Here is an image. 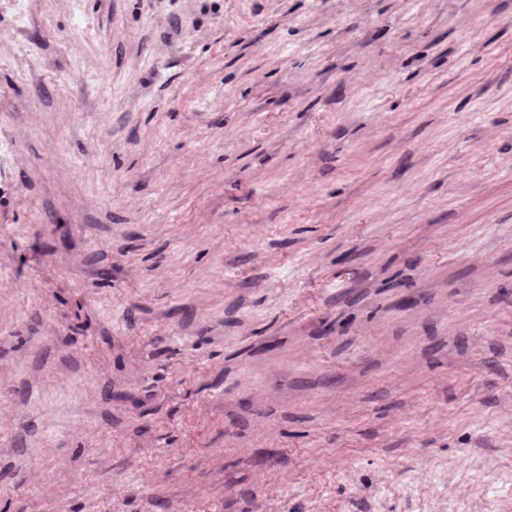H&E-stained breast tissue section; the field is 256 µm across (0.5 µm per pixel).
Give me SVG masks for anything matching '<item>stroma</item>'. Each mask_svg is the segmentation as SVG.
<instances>
[{"label": "stroma", "instance_id": "obj_1", "mask_svg": "<svg viewBox=\"0 0 512 512\" xmlns=\"http://www.w3.org/2000/svg\"><path fill=\"white\" fill-rule=\"evenodd\" d=\"M509 469L512 0H0V512Z\"/></svg>", "mask_w": 512, "mask_h": 512}]
</instances>
